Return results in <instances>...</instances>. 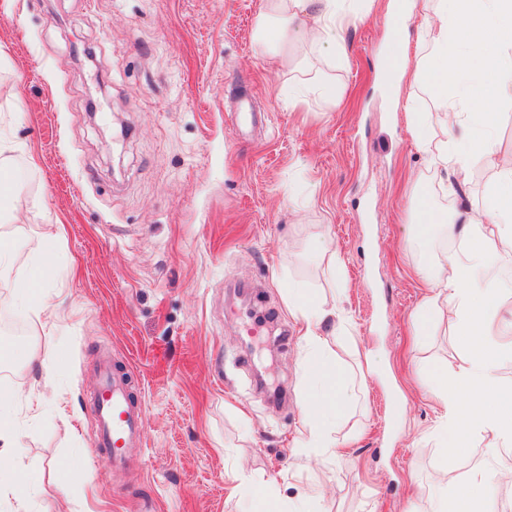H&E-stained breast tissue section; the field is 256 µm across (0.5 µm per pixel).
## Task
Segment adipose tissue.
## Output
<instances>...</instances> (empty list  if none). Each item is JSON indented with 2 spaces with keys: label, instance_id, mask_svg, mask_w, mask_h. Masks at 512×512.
<instances>
[{
  "label": "adipose tissue",
  "instance_id": "1",
  "mask_svg": "<svg viewBox=\"0 0 512 512\" xmlns=\"http://www.w3.org/2000/svg\"><path fill=\"white\" fill-rule=\"evenodd\" d=\"M358 0H264L255 39L280 64L304 71L291 105L319 99L337 106L340 93L326 75L346 56L343 33L358 17ZM421 23L431 43L414 77L427 84L434 105L426 112L406 103L407 125L431 166L465 179L468 170L493 153L492 126L498 106L512 101V0H422ZM458 246L420 274L431 293L416 312L418 327L429 328L446 312L464 358L454 370L432 371L429 390L448 410L440 436L441 463L451 467L467 457L479 438H490L486 455L512 458V386L499 371L512 359V317L492 271L512 251V166L502 167L486 191L482 209L449 224ZM299 283L288 285V309L304 327L313 352L306 367L305 427L301 445L330 448L329 430L352 376L336 359L324 324L343 317L338 303L313 304ZM11 401L0 395V498L24 503L40 495L35 485L13 483L12 466L21 446L11 426ZM495 473L477 467L455 486L438 484L418 512H482L496 488Z\"/></svg>",
  "mask_w": 512,
  "mask_h": 512
}]
</instances>
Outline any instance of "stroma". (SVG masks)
<instances>
[{
    "instance_id": "35a3bbf8",
    "label": "stroma",
    "mask_w": 512,
    "mask_h": 512,
    "mask_svg": "<svg viewBox=\"0 0 512 512\" xmlns=\"http://www.w3.org/2000/svg\"><path fill=\"white\" fill-rule=\"evenodd\" d=\"M263 0H0V132L32 148L10 162L12 204L0 234L14 242L13 279L57 303L51 336L0 290V324L33 333L0 393L23 444L16 461L43 494L27 512H266L269 494L316 497L322 512H411L438 477L435 432L445 405L428 392L431 366L460 364L444 319L414 321L423 263L441 255L447 220L482 207L512 159V103L493 129L494 154L450 183L429 169L394 96L432 105L427 87L386 78L391 47L425 56L419 14L395 35L371 9L346 30L330 69L342 94L292 107L299 72L253 38ZM250 97L251 129L232 116ZM440 218L417 222L421 203ZM63 227L47 244L48 225ZM324 237L344 267L308 256ZM315 297L345 288L353 322L339 357L374 361L332 435L330 458L298 448L309 355L288 312L289 281ZM272 316L243 339L249 310ZM48 354L47 368L26 352ZM110 355L146 415L127 468L103 471L93 452L98 361ZM43 385L40 409L24 394ZM68 462L65 486L56 466ZM251 487L229 496L232 481Z\"/></svg>"
}]
</instances>
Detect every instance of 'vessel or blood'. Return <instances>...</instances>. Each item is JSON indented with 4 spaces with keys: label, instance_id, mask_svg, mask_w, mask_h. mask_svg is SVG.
I'll return each instance as SVG.
<instances>
[{
    "label": "vessel or blood",
    "instance_id": "b4317fda",
    "mask_svg": "<svg viewBox=\"0 0 512 512\" xmlns=\"http://www.w3.org/2000/svg\"><path fill=\"white\" fill-rule=\"evenodd\" d=\"M97 419L95 453L104 469L126 464L127 448L145 439L144 411L130 399L121 379L111 371L109 359H101L94 402Z\"/></svg>",
    "mask_w": 512,
    "mask_h": 512
}]
</instances>
